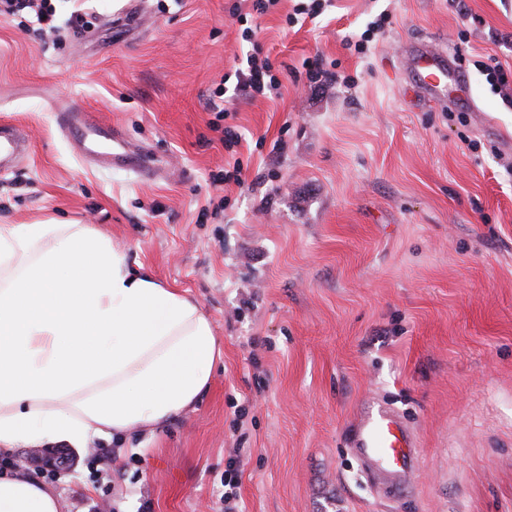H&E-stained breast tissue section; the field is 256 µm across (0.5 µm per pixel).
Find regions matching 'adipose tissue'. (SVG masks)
<instances>
[{
    "instance_id": "1",
    "label": "adipose tissue",
    "mask_w": 512,
    "mask_h": 512,
    "mask_svg": "<svg viewBox=\"0 0 512 512\" xmlns=\"http://www.w3.org/2000/svg\"><path fill=\"white\" fill-rule=\"evenodd\" d=\"M222 356L197 302L85 224H0V448H84L194 408ZM0 476V512H59Z\"/></svg>"
}]
</instances>
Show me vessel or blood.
Segmentation results:
<instances>
[{
    "label": "vessel or blood",
    "mask_w": 512,
    "mask_h": 512,
    "mask_svg": "<svg viewBox=\"0 0 512 512\" xmlns=\"http://www.w3.org/2000/svg\"><path fill=\"white\" fill-rule=\"evenodd\" d=\"M408 60L418 78V89L436 99L448 83H465L466 78L449 68L445 59L425 48L409 51ZM62 121L75 137L81 152L110 167L145 170L149 159L136 151H113L122 142L121 132L80 109L62 113ZM28 148L25 131L0 122V173L11 172L14 161ZM355 446L371 461L379 476H391L410 468L415 461V441L385 407L364 411L356 423Z\"/></svg>",
    "instance_id": "vessel-or-blood-1"
}]
</instances>
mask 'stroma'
Here are the masks:
<instances>
[{
  "label": "stroma",
  "instance_id": "obj_1",
  "mask_svg": "<svg viewBox=\"0 0 512 512\" xmlns=\"http://www.w3.org/2000/svg\"><path fill=\"white\" fill-rule=\"evenodd\" d=\"M298 2L257 20L281 97L226 92L221 120L207 102L241 53L242 0H57L92 28L45 42L0 18V120L31 140L0 176V224L89 225L194 298L224 349L194 410L112 442L109 491L89 449L68 471L0 449L60 512H224L232 465L242 512H512V98L481 69L512 74V0H332L313 22ZM412 41L469 92L418 101ZM68 102L167 176L83 161ZM373 401L418 442L385 490L352 452Z\"/></svg>",
  "mask_w": 512,
  "mask_h": 512
}]
</instances>
